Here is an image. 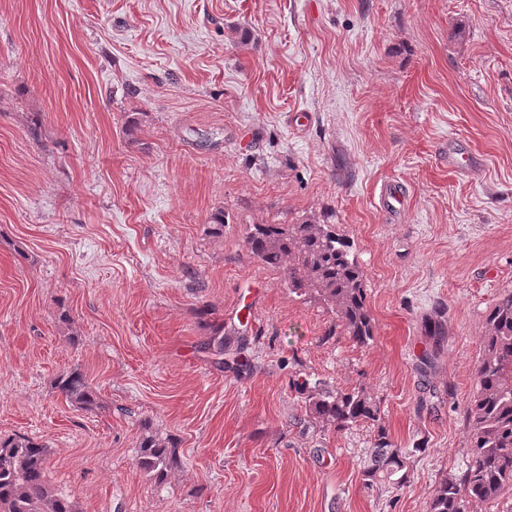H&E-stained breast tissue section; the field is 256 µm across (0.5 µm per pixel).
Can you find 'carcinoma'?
<instances>
[{
    "label": "carcinoma",
    "instance_id": "carcinoma-1",
    "mask_svg": "<svg viewBox=\"0 0 512 512\" xmlns=\"http://www.w3.org/2000/svg\"><path fill=\"white\" fill-rule=\"evenodd\" d=\"M246 246L261 264L286 271L292 292H315L336 314L338 325L354 341L373 340L374 322L366 305L364 273L351 246L333 224H256ZM425 335L432 340L425 363L432 364L447 336V319L439 311L427 319ZM482 356L476 368L475 388L464 407L470 440V461L459 476L441 482L431 492L428 512H463V503L500 504L512 498V291L508 290L489 312L480 336ZM218 365L224 356L239 361L243 346H233L224 335V324L211 325V336L202 346ZM57 388L78 408L98 405L84 374L61 375ZM310 414L325 426L342 430L358 422L377 421L378 408L360 392L332 391L319 383L299 385ZM45 445L28 437L0 438V512H76L73 504L55 494L47 482ZM137 464L162 482L178 464L177 448L168 439L150 435L140 445ZM369 483L400 486L408 476L406 454L388 434L378 432L363 467Z\"/></svg>",
    "mask_w": 512,
    "mask_h": 512
}]
</instances>
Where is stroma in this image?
<instances>
[{
	"instance_id": "35a3bbf8",
	"label": "stroma",
	"mask_w": 512,
	"mask_h": 512,
	"mask_svg": "<svg viewBox=\"0 0 512 512\" xmlns=\"http://www.w3.org/2000/svg\"><path fill=\"white\" fill-rule=\"evenodd\" d=\"M452 142L479 174L449 173ZM306 220L350 241L368 344L246 247ZM509 289L512 0H0V436L44 444L76 512H427L470 460L480 335ZM244 317L246 368L216 366L211 324ZM74 370L97 407L57 389ZM307 379L377 421L323 427ZM381 428L402 486L363 481ZM148 432L178 445L160 484ZM379 206L386 212H399L406 205V196L397 183H388L379 192ZM435 314V318H428L424 326L425 335L433 341L430 353L426 351L424 354V361L428 365L433 363V359H435L441 351V344L447 336V319H445L444 310L436 312Z\"/></svg>"
}]
</instances>
